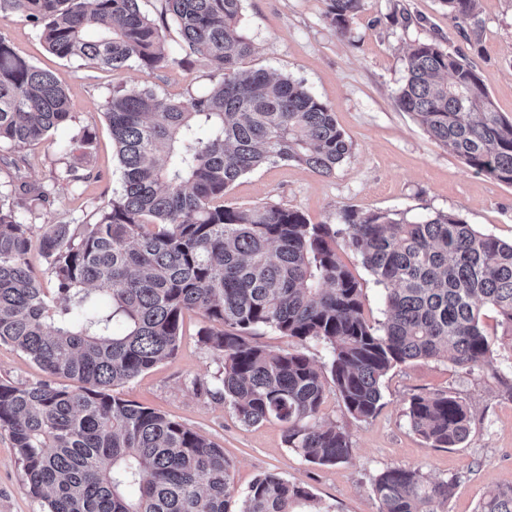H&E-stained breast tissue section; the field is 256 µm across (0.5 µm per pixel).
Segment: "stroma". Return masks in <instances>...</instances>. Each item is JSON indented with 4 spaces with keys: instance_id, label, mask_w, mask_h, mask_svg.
<instances>
[{
    "instance_id": "35a3bbf8",
    "label": "stroma",
    "mask_w": 512,
    "mask_h": 512,
    "mask_svg": "<svg viewBox=\"0 0 512 512\" xmlns=\"http://www.w3.org/2000/svg\"><path fill=\"white\" fill-rule=\"evenodd\" d=\"M328 0H243L240 24L253 50L242 66L302 82L333 108L338 126L352 144L350 156L329 176L297 163H267L238 178L224 200L248 209L277 204L301 211L313 224L341 228L344 211L382 212L415 219L456 214L481 233L512 242V185L477 173L429 138L414 117L401 111L395 96L405 82L410 45L436 38L441 48H459L481 75L496 109L512 119V0H480V40L470 45L449 18L442 0H365L346 30L327 17ZM19 56L52 71L71 100L70 119L49 140L21 149H0V192L32 224L30 265L44 288L54 286L41 249L52 224H93L120 188V173L109 126L103 115L113 87L146 84L161 96L206 92L217 81L211 66H170L144 74L134 67L108 71L50 53L30 21L0 24ZM91 127V146L66 155L60 144ZM27 156L32 164L15 170L10 161ZM74 165L78 181L59 180ZM52 187L49 201L30 210L20 182ZM336 251L362 290L365 318L383 320L385 292L375 284L360 256L337 240ZM201 312L187 311L176 354L126 383L121 393L190 427L223 448L233 465L235 499L254 479L274 474L307 487L330 512H379L376 476L398 466H415L430 479L453 482L447 504L436 512H475L490 490L512 486V341L503 336L497 314L484 310L483 327L497 346L495 370H464L448 359H415L391 369L382 383V406L356 419L335 394L321 410L324 423L345 428L353 452L335 465L307 461L285 442L278 422L243 426L233 407L197 391L216 387L222 367L197 333ZM45 374L13 345L0 342V383H32ZM444 391L468 407L470 433L452 448H433L407 416L412 395ZM0 512H44L33 497L7 432L0 431Z\"/></svg>"
}]
</instances>
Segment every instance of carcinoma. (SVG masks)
Returning a JSON list of instances; mask_svg holds the SVG:
<instances>
[{"mask_svg":"<svg viewBox=\"0 0 512 512\" xmlns=\"http://www.w3.org/2000/svg\"><path fill=\"white\" fill-rule=\"evenodd\" d=\"M162 24L139 0H0V19H29L59 58L145 74L172 65L213 66L203 94L162 98L150 86L117 88L106 100L120 190L78 232L52 224L41 248L54 278L50 299L28 262L31 225L0 195V341L25 353L50 380L0 383V430L9 433L29 492L48 512H321L304 486L255 478L232 509L224 450L118 388L179 348L184 312L206 325L199 341L223 367L215 392L240 422L277 421L288 447L320 465L346 461L350 434L319 420L327 388L357 419L380 407L395 366L446 358L492 367L481 310L512 337V243L454 214L416 221L348 210L347 246L385 290V318L364 317L361 288L336 252L339 231L276 204L240 209L224 192L269 162L331 175L351 143L335 112L288 77L245 71L252 43L239 27L242 0H165ZM479 40L478 0H442ZM363 0H330L343 31ZM172 23L184 55L167 46ZM396 103L425 133L479 173L512 184V120L496 111L465 54L435 40L414 43ZM55 76L19 57L0 32V145L47 139L70 118ZM271 328L291 341L270 350L249 340ZM332 350L318 366L298 345ZM414 431L433 448L463 442L467 408L447 392L411 397ZM453 483L418 467H391L374 491L379 512H434ZM476 512H512V486L487 492Z\"/></svg>","mask_w":512,"mask_h":512,"instance_id":"cac0c4a2","label":"carcinoma"}]
</instances>
